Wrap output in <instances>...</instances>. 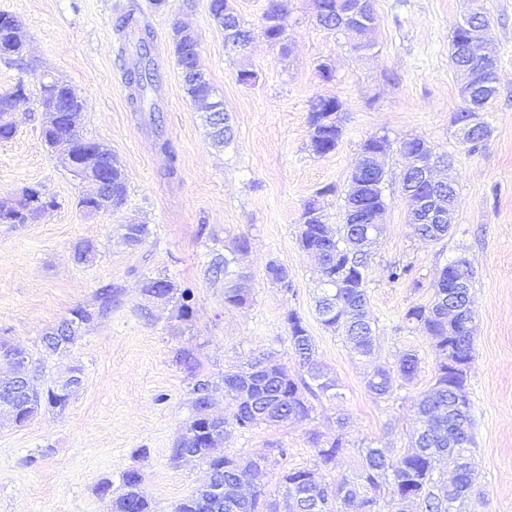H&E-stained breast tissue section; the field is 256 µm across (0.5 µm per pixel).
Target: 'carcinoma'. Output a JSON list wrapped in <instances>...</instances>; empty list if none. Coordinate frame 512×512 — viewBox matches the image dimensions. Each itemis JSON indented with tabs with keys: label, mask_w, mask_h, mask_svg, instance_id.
<instances>
[{
	"label": "carcinoma",
	"mask_w": 512,
	"mask_h": 512,
	"mask_svg": "<svg viewBox=\"0 0 512 512\" xmlns=\"http://www.w3.org/2000/svg\"><path fill=\"white\" fill-rule=\"evenodd\" d=\"M315 2L321 26L330 31H341L336 0ZM208 10L212 21L224 29L225 42L233 44L252 37L251 30L245 28L237 16L232 29H227L224 22L229 10L227 0H208ZM7 16L8 13L0 12V62L31 69L33 64L25 54V42L17 39ZM287 16L288 0H268L262 35L269 43H282ZM117 31L126 36L138 34L136 58L124 64L132 110L159 111L151 98V93L158 88L159 73L152 54L149 26L136 15V10L129 9L118 17ZM465 37L466 31L455 26L450 43L451 66L456 68L462 64L470 69L486 71L492 61L475 52L464 54L457 51ZM174 44L177 62L198 63L199 43L194 33L174 28ZM183 85L187 96L196 105H204L215 93L209 81L185 79ZM54 90L63 113L52 127L43 130L46 143L53 146L62 140L73 141L76 144L74 163L86 167L106 166V185L100 199L85 196L78 201L79 209L88 214L121 209L128 197V179L122 164L106 145L86 136L82 127L83 106L70 97L69 85L62 81L54 86ZM27 99L26 95L21 97L9 91L0 93L1 142L12 139L16 134V128L1 118L13 114ZM309 126L310 148L314 154L322 156L336 149L342 136V128L336 126V116L312 109ZM399 151L404 157L424 153L427 142L416 137L406 138L400 141ZM31 200L52 208L56 206L54 199L37 189L31 190L25 198L0 199V223H21V208ZM353 201L383 208V187L366 188L358 195L345 194V203ZM415 231L422 240L430 243L448 236L447 227L435 224H417ZM377 241L376 237L369 240L363 236L353 238L349 224H338L334 228L326 224L314 200L304 208L298 243L303 250L315 252L319 257L320 293L316 312L322 325L342 336L352 353L362 358H369L374 352V329L364 331L358 327V322L367 319L366 272L363 267L369 264L371 248ZM233 262L232 258L218 255L212 260L210 270L217 276H224V304L242 308L251 302L253 288L246 275L231 269ZM450 270L472 278L466 259L449 262L440 271L438 288L431 304L411 307L405 314L406 321L416 324L431 338L439 357L434 383L418 404L416 426L407 435L405 448L395 459L385 448L362 449L358 470L335 484L322 481L316 468L292 469L282 475L278 492L269 495L263 484L265 459H245L217 452L230 429L303 421L310 417L312 411L306 395H337L338 383L314 359L312 338L296 312L289 311L286 322L294 354L307 377L295 378L286 367L263 359L250 364L255 372L247 377L241 372L225 374L224 397L232 405L233 413L221 429H209L204 417L208 401L212 400L213 385L201 374L193 350H179L176 362L194 379L196 400L194 415L182 425L172 454L178 458L190 454L200 460L206 465L211 479L181 499L174 512H407L409 505L417 512H459L457 505L479 496L477 478L469 462L475 447L470 401L458 400L457 389L462 380L448 371L450 362H472L474 336L469 315L461 314L459 319L450 322L448 309L441 304V300L448 296ZM266 276L285 292L291 291L288 269L281 264L269 262ZM338 279L347 287H336ZM141 291L146 297H158L171 306L173 324L170 329L175 335L184 332L194 313L195 294L191 287L168 277L145 276L141 280ZM119 297L120 289L115 286L109 284L99 288L96 294L98 313L106 315L111 312L112 306L119 303ZM91 317V312L84 307L72 309L55 332L43 339L45 349L53 354L64 353ZM417 372L418 359L406 353L393 366H379L367 380L366 387L373 396L382 398L390 393L395 378L410 381ZM70 399V392L59 381H53L41 390L32 387L26 392L21 389L13 397L15 422L19 426L27 423L44 406L62 411ZM311 442L316 463L328 471L334 469L336 458L344 448L342 436L324 441L321 435L314 434ZM448 456L458 460L453 481L454 494L448 492V485L437 476L441 459ZM244 473L252 479L248 490L243 494L225 496L224 508L212 509V480L219 478L230 484ZM142 480L141 470L131 468L122 475V494L112 497V484L108 481L100 484L99 494L110 499L111 512H154L150 502L139 491ZM388 483L395 486L396 496L385 500L381 498V490Z\"/></svg>",
	"instance_id": "1"
}]
</instances>
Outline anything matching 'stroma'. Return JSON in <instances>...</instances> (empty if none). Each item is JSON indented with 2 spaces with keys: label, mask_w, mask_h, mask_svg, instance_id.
<instances>
[{
  "label": "stroma",
  "mask_w": 512,
  "mask_h": 512,
  "mask_svg": "<svg viewBox=\"0 0 512 512\" xmlns=\"http://www.w3.org/2000/svg\"><path fill=\"white\" fill-rule=\"evenodd\" d=\"M194 3L187 10L182 0H169L158 12L150 0H0V12L23 22L37 67L32 73L0 62V91L21 83L28 94L14 114L16 135L0 142V198L37 187L56 201L36 222L0 224V337L43 355L44 381L56 379L66 362L80 366L83 379L65 411L45 408L26 426L0 427V512H110L98 485L108 480L120 488L122 473L132 467L142 469L141 491L155 512H173L206 478L198 461L171 455L194 402L177 351L193 349L201 373L219 385L225 372L245 368L262 353L299 375L285 321L291 309L341 395L314 401L304 421L233 430L225 454L268 456L264 483L272 492L288 469L314 465V433H340L347 442L335 470L323 474L329 483L353 474L359 449L400 452L437 363L431 339L405 314L431 303L441 268L460 255L474 272L468 392L477 442L473 467L483 494L478 512H512V0H486L487 37L500 55L498 93L485 115L491 134L474 150L460 142L452 123L462 101L460 78L448 62L449 37L467 0H374L371 47L364 52L317 23L315 0H288L284 52L261 33L267 0H229L253 31L240 55L227 54L208 0ZM129 8L154 36L159 130L149 113L132 111L128 102L120 55L132 53L135 39L118 34L115 20ZM178 24L196 33L200 63L231 118L234 136L224 147L211 144L201 112L183 89L172 42ZM323 62L333 68L332 81L319 77ZM242 68L257 72L254 85L238 83ZM46 73L74 88L84 102L85 133L121 162L129 194L120 210L88 215L78 209L90 185L61 165L59 152L40 134L39 77ZM319 96L340 101L343 129L336 149L322 156L309 147L308 114ZM374 135L387 136L391 148L380 217L386 232L367 271L375 356L363 361L320 323L317 261L297 236L312 200L326 223H341L352 163ZM411 137L454 163V226L435 244L420 240L406 222L397 146ZM162 139L177 157L172 177L158 147ZM134 219L152 233L129 247L120 227ZM242 236L250 249L238 264L253 280L254 297L250 306L233 308L224 304L223 278L209 267ZM83 241L96 246L94 262L75 261L73 248ZM272 260L287 268L291 292L267 280ZM394 263L410 266L409 277L389 281ZM146 274L194 289L195 312L184 335L170 331L168 310L147 308L139 288ZM106 284L120 289V301L99 316L96 292ZM77 306L95 316L68 360L44 356L43 336ZM406 351L419 359L417 377L396 380L389 397L375 398L366 388L368 376ZM341 417L347 425L340 431ZM140 448L148 449L146 459L137 457Z\"/></svg>",
  "instance_id": "35a3bbf8"
}]
</instances>
